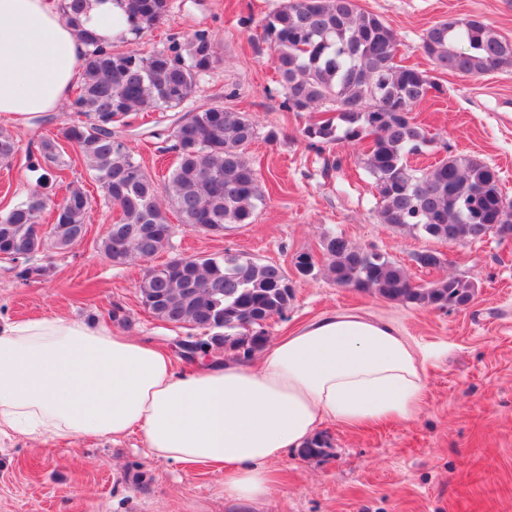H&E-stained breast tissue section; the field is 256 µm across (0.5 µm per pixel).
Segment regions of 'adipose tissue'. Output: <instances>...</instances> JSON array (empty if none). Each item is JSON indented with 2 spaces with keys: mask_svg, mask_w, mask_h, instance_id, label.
I'll return each instance as SVG.
<instances>
[{
  "mask_svg": "<svg viewBox=\"0 0 512 512\" xmlns=\"http://www.w3.org/2000/svg\"><path fill=\"white\" fill-rule=\"evenodd\" d=\"M121 0H91L81 30L58 0H0V114L54 111L77 80L87 38L127 36ZM424 359L391 326L333 313L267 345L178 368L172 353L98 323L51 316L0 325V436L100 440L138 435L149 456L217 466L225 498H265L269 465L328 421L409 422L421 410Z\"/></svg>",
  "mask_w": 512,
  "mask_h": 512,
  "instance_id": "obj_1",
  "label": "adipose tissue"
}]
</instances>
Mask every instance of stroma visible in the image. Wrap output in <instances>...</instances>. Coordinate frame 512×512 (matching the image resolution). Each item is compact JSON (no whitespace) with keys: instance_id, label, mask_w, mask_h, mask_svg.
I'll return each instance as SVG.
<instances>
[{"instance_id":"stroma-1","label":"stroma","mask_w":512,"mask_h":512,"mask_svg":"<svg viewBox=\"0 0 512 512\" xmlns=\"http://www.w3.org/2000/svg\"><path fill=\"white\" fill-rule=\"evenodd\" d=\"M278 3L170 0L157 29L116 45L150 54L165 47L169 36L208 30L221 62L200 78L183 111L222 105L246 113L259 132L246 149L261 172L264 194L251 223L214 234L187 229L168 211L175 234L171 249L157 260L230 251L289 270L303 252L322 261L321 240L336 232L402 265L415 282L448 276L474 282L468 308L434 310L338 287L322 272L313 278L296 275L287 312L267 323L275 340L323 316L348 312L391 325L414 349H434L419 416L363 427L326 423L320 430L329 440L325 452L306 457L295 450L273 462L269 497L251 504L225 500L223 475L215 467L186 468L148 457L135 436L115 444L85 435L47 441L1 436L0 512H512V239L449 244L378 223L361 149L310 145L302 135L308 113L284 105L272 52L257 36L262 18ZM358 4L386 20L405 64L441 87L413 111L436 142L425 154L410 157V165L424 168L449 155L479 158L498 170L503 195L512 201V67L461 77L437 72L421 50L426 31L448 18L476 16L512 39V0ZM154 119L151 113H130L121 133L161 182L175 156L157 153L160 141L150 135ZM71 120L64 106L39 125L0 117V130L22 145L11 164H0V213L36 185L39 174L28 168L25 150L32 135H59ZM272 127L278 139L270 143L264 136ZM62 155L67 180L83 186L92 199L88 235L66 252L49 246L36 256V263L53 267L45 280H23L0 258V323L53 315L108 322L118 306L128 317L118 330L175 348L188 329L166 324L143 307L141 262L116 265L101 254L98 241L114 213L71 144H63ZM423 250L442 253L444 265L418 267L413 256Z\"/></svg>"}]
</instances>
